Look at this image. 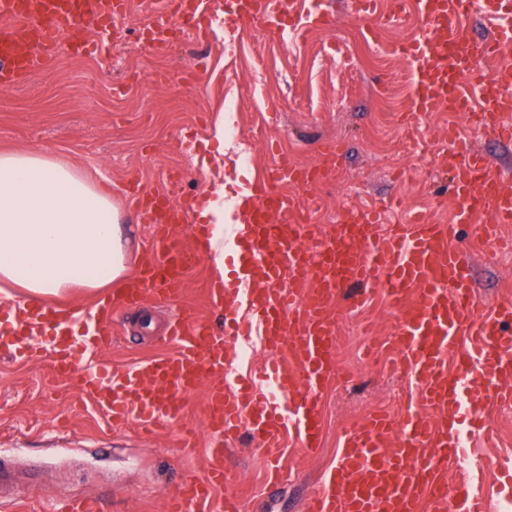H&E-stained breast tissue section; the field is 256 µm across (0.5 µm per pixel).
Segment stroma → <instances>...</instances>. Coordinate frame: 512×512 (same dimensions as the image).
Returning <instances> with one entry per match:
<instances>
[{
  "instance_id": "obj_1",
  "label": "stroma",
  "mask_w": 512,
  "mask_h": 512,
  "mask_svg": "<svg viewBox=\"0 0 512 512\" xmlns=\"http://www.w3.org/2000/svg\"><path fill=\"white\" fill-rule=\"evenodd\" d=\"M392 0H378L369 36L347 13V0H292L300 17L332 9L330 29L276 31L256 23L235 33L216 29L206 41L174 37L167 51L144 45L137 18L155 13L158 0H133V16L114 34L100 35L93 55L61 49L50 69L23 83L0 86V151L58 157L112 189L136 260L152 233L129 208L125 189L167 185L174 202L186 204L207 191L204 159L223 157L224 267L234 278L238 199L281 160L304 167L321 164L318 143L341 148L335 173L312 190L308 220L327 231L345 210L386 205L380 232L419 211L447 223L448 176L435 160V146L449 125L497 165L512 169V143L501 144L476 129L471 115L433 112L411 120L404 101L413 88L412 69L390 45L408 39L418 16L414 0L404 13ZM207 61L190 64L197 52ZM237 127L221 140V126ZM251 155L249 166L239 159ZM493 246L478 245L468 261L483 304L512 298V262L493 260ZM214 280L209 260L194 262L181 300L144 304L153 324L142 329L139 313L117 309L99 353L123 366L161 348L166 322L199 311L215 332L224 312L207 300ZM397 319L382 289L364 303L342 309L336 323L337 378L322 395L323 439L313 454L285 438L279 453L253 447L248 438L224 456L228 493L243 512H304L306 498L335 466L343 433L370 413L402 417L415 392L397 354L387 344ZM192 447H182L171 428L146 434L109 425L75 382L56 377L49 358L16 361L0 351V456L15 457L20 470L41 468L38 484L23 487L29 512H52L59 502L95 501L97 512H165L167 501L191 476L202 474L209 438L202 430L203 393L179 396ZM489 435L468 440L476 451L477 489L492 500L512 494V406L485 408Z\"/></svg>"
}]
</instances>
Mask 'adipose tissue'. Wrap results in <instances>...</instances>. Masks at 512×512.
Instances as JSON below:
<instances>
[{
  "instance_id": "obj_1",
  "label": "adipose tissue",
  "mask_w": 512,
  "mask_h": 512,
  "mask_svg": "<svg viewBox=\"0 0 512 512\" xmlns=\"http://www.w3.org/2000/svg\"><path fill=\"white\" fill-rule=\"evenodd\" d=\"M197 213L210 224L207 256L224 279V187L205 192ZM127 243L111 195L69 163L0 152V303H51L71 289L120 282Z\"/></svg>"
}]
</instances>
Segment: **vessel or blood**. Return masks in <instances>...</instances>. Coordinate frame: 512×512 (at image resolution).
<instances>
[{
  "label": "vessel or blood",
  "instance_id": "vessel-or-blood-1",
  "mask_svg": "<svg viewBox=\"0 0 512 512\" xmlns=\"http://www.w3.org/2000/svg\"><path fill=\"white\" fill-rule=\"evenodd\" d=\"M495 18L512 16V0H418L423 23L398 46L411 59L414 116L472 112L497 140L512 139L500 119L512 112V67L480 74L484 59L512 42V26L495 37L475 36V7ZM131 0H0V85L15 84L51 66L64 34L92 22L98 32L116 30L131 12ZM155 50L167 49L176 27L205 36L211 11L200 0H165L156 13ZM272 18L287 28L293 17L284 0H229L224 28ZM453 221L432 224L415 217L385 235L376 210L344 214L335 229L305 230L310 201L281 192L280 184L314 186L331 174L326 167L284 161L237 214L238 271L234 282L210 289L227 299L225 330L215 334L194 315L171 326L165 349L128 367L91 354L112 321L115 304L165 301L184 291L192 263L204 257L209 225H185V207L173 204L165 188L138 190L133 200L142 223L152 225L143 252L118 295L85 312L71 305L52 312L36 302L15 320L0 321V348L31 361L50 349L53 370L76 379L98 411L115 424L139 429L172 426L179 418L177 395L204 386V424L210 438L204 477L185 483L168 512H212L223 495L224 512H239L235 495L224 494V447L246 434L256 447L275 452L284 436L312 453L323 429L319 402L336 375L335 310L347 285H378L398 314L389 341L419 388L422 409L401 420L374 413L342 436L339 466L310 496L306 512H447L456 490L464 512H491L467 478L470 454L461 442L458 417L463 402L474 409L477 432L487 425L482 409L512 401V300L482 308L472 276L455 244L456 227L472 224L476 235L495 241L512 224V172L491 165L478 149L449 152ZM188 228L190 243L174 238ZM312 249H304V242ZM61 317L66 327L42 344L44 324ZM255 338L271 354L260 368L225 378L236 341ZM455 371H448V363ZM12 466L0 461V503L18 501Z\"/></svg>",
  "mask_w": 512,
  "mask_h": 512
}]
</instances>
